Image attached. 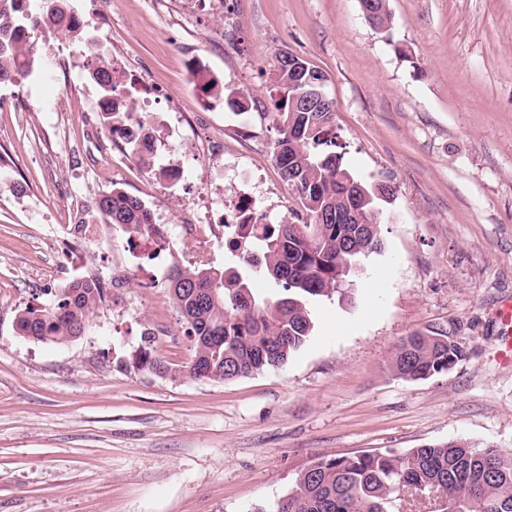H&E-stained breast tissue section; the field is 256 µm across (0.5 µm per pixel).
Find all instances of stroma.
I'll list each match as a JSON object with an SVG mask.
<instances>
[{
  "mask_svg": "<svg viewBox=\"0 0 512 512\" xmlns=\"http://www.w3.org/2000/svg\"><path fill=\"white\" fill-rule=\"evenodd\" d=\"M374 28L359 0H67L77 34L40 31L34 68L0 84V512H254L317 457L448 440L512 451V364L498 314L512 300V0H388ZM293 53L324 73L349 167L396 194L382 248L349 300L312 306L288 361L214 382L134 368L143 344L171 367L193 347L170 266L103 223L99 195L139 198L180 233L207 214V265L224 206L253 194L263 222L299 201L272 158L271 70ZM116 62L150 97L146 159L115 142L90 75ZM171 166L181 178H159ZM86 223L84 239L68 227ZM125 278L61 344L17 319L72 280ZM441 332L466 357L408 381L402 339Z\"/></svg>",
  "mask_w": 512,
  "mask_h": 512,
  "instance_id": "stroma-1",
  "label": "stroma"
}]
</instances>
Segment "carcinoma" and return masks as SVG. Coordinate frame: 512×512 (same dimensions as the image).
Listing matches in <instances>:
<instances>
[{
  "label": "carcinoma",
  "mask_w": 512,
  "mask_h": 512,
  "mask_svg": "<svg viewBox=\"0 0 512 512\" xmlns=\"http://www.w3.org/2000/svg\"><path fill=\"white\" fill-rule=\"evenodd\" d=\"M65 17V0H0V82L15 80L35 64L31 31L40 23L60 29ZM307 75L314 83L304 87ZM307 75L275 60L276 97L267 113L276 131L274 162L300 199L306 221L240 225L238 238L226 245L239 268L172 266L168 291L188 325L194 358L186 369H173L148 345L132 355L137 368L192 379L210 371L212 381L277 368L310 336V304L348 299L351 276L381 248L374 208L389 202L394 190L369 186L345 163L331 98L314 110L297 101L305 88H324L322 72L309 67ZM91 77L104 94L107 119H125L124 109L112 105V64L101 62ZM95 208L105 223L130 233L142 235L151 224L143 202L119 188L98 196ZM250 271L269 279L275 292L255 293ZM104 293L96 278L75 279L54 303L25 309L18 328L35 342L75 339ZM444 338L438 332L406 337L392 358L393 371L410 381L449 371L466 352ZM433 489L442 491L457 512H512V455L451 440L400 455L386 451L317 459L296 479L285 512H392L400 493Z\"/></svg>",
  "instance_id": "1"
}]
</instances>
